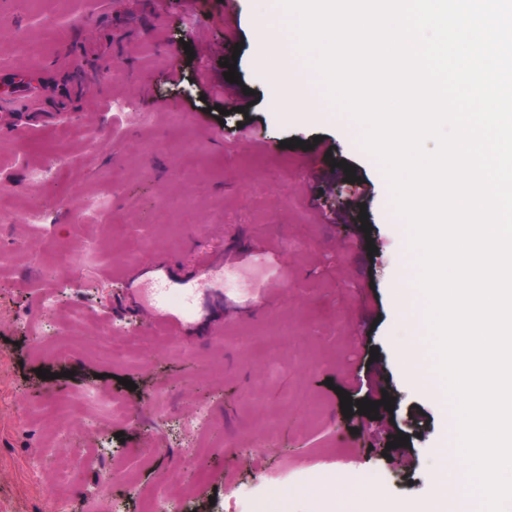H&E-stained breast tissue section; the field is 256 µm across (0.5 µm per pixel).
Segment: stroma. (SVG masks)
<instances>
[{
	"mask_svg": "<svg viewBox=\"0 0 512 512\" xmlns=\"http://www.w3.org/2000/svg\"><path fill=\"white\" fill-rule=\"evenodd\" d=\"M263 13L262 0L0 7L18 30L0 59L45 88L0 134V208L43 216L0 222V512H56L62 472L69 512H103L94 492L110 469L191 486L189 512H416L434 494L446 421L401 363L405 239L387 182L340 123L287 117L257 64ZM232 56L236 84L222 67ZM336 160L356 178L329 187L319 176ZM79 193L102 201L104 223L72 215ZM23 240L33 252L16 253ZM65 264L80 283L44 317L43 272ZM76 306L60 361L48 338ZM109 323L147 344L112 362ZM369 370L393 411L344 416L339 391L360 400ZM92 387L124 401L129 422L91 409L87 431L55 409ZM201 407L214 427L193 457L183 423ZM280 481L312 492L286 498Z\"/></svg>",
	"mask_w": 512,
	"mask_h": 512,
	"instance_id": "35a3bbf8",
	"label": "stroma"
}]
</instances>
